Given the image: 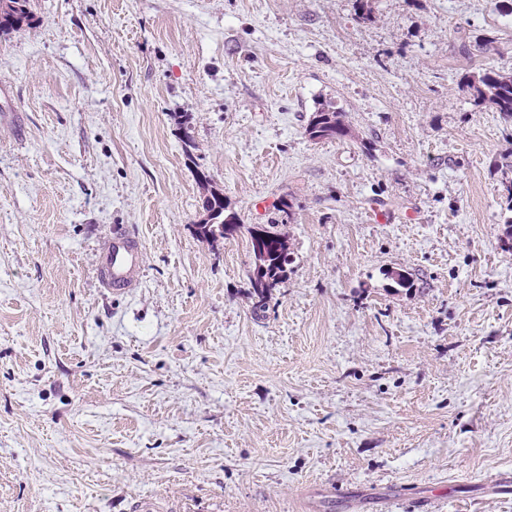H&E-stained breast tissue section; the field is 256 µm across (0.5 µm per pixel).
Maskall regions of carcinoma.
Listing matches in <instances>:
<instances>
[{
	"label": "carcinoma",
	"mask_w": 512,
	"mask_h": 512,
	"mask_svg": "<svg viewBox=\"0 0 512 512\" xmlns=\"http://www.w3.org/2000/svg\"><path fill=\"white\" fill-rule=\"evenodd\" d=\"M33 15L29 0H0V33L6 34L30 22ZM467 86L473 91L474 102L484 105L505 118H512V74H502L493 69L480 68L468 76ZM306 133L314 140L333 139L347 135L344 114L323 105L309 118ZM207 194L203 201L204 218L196 224L197 237L211 243L226 238V227L238 230L241 224L235 213L227 211L224 193L203 181ZM264 238L262 248L251 244L256 265L248 277L250 294L254 298V309L263 310L273 288L287 276L291 263L288 243L275 225L260 227Z\"/></svg>",
	"instance_id": "carcinoma-1"
}]
</instances>
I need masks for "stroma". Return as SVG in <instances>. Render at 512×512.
<instances>
[{"label": "stroma", "mask_w": 512, "mask_h": 512, "mask_svg": "<svg viewBox=\"0 0 512 512\" xmlns=\"http://www.w3.org/2000/svg\"><path fill=\"white\" fill-rule=\"evenodd\" d=\"M29 8L0 35V512H512L476 490L512 474V120L467 86L512 73V0ZM322 103L347 137L309 138ZM202 173L242 223L214 244ZM144 251L141 238L125 224L112 227V235L97 248L95 273L102 288L113 296L128 295L141 283ZM276 224L261 226L264 238L259 253L254 242L253 227L249 228L251 249L254 255V268L248 277L249 291L254 298V309L264 310L273 288L287 276V268L292 258L288 243L281 233L275 230ZM260 262V266L258 263Z\"/></svg>", "instance_id": "35a3bbf8"}]
</instances>
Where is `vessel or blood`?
Listing matches in <instances>:
<instances>
[{"label": "vessel or blood", "instance_id": "obj_1", "mask_svg": "<svg viewBox=\"0 0 512 512\" xmlns=\"http://www.w3.org/2000/svg\"><path fill=\"white\" fill-rule=\"evenodd\" d=\"M144 251L141 238L126 225L116 224L97 249L95 273L101 287L119 297L141 283Z\"/></svg>", "mask_w": 512, "mask_h": 512}]
</instances>
